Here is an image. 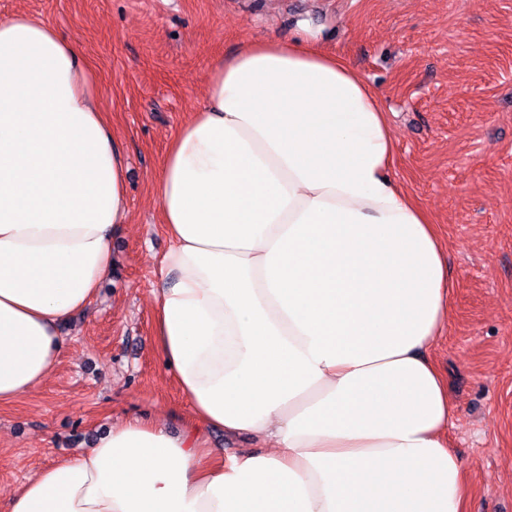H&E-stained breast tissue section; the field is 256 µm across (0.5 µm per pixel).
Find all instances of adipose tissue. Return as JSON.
Masks as SVG:
<instances>
[{"mask_svg":"<svg viewBox=\"0 0 512 512\" xmlns=\"http://www.w3.org/2000/svg\"><path fill=\"white\" fill-rule=\"evenodd\" d=\"M394 159L377 92L307 39L213 63L155 183V338L190 420L114 425L0 512H466L428 356L455 295L448 245ZM127 217L79 45L0 19V405L55 370ZM210 429L256 449L223 457Z\"/></svg>","mask_w":512,"mask_h":512,"instance_id":"adipose-tissue-1","label":"adipose tissue"}]
</instances>
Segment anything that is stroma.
<instances>
[{"label":"stroma","instance_id":"stroma-1","mask_svg":"<svg viewBox=\"0 0 512 512\" xmlns=\"http://www.w3.org/2000/svg\"><path fill=\"white\" fill-rule=\"evenodd\" d=\"M18 12L81 45L127 160L129 221L111 277L63 329L57 370L0 407V491L125 419L184 428L154 336L170 245L154 181L215 59L303 36L378 92L394 173L448 244L456 294L431 353L457 406L448 437L469 512H512V0H0V19Z\"/></svg>","mask_w":512,"mask_h":512}]
</instances>
